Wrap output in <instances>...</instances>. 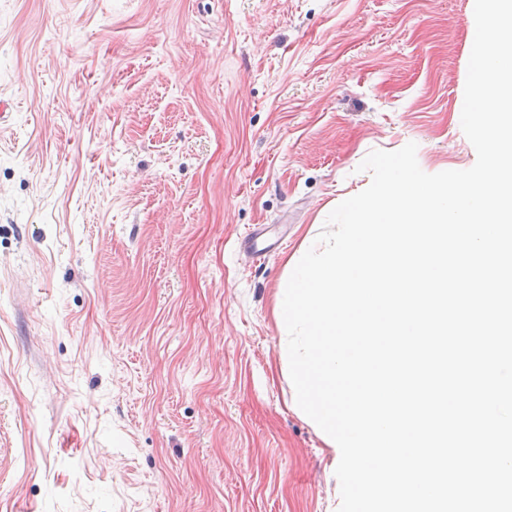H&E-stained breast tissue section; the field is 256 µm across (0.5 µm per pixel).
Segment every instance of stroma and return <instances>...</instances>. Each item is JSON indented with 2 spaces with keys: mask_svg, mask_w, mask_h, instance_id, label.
I'll return each mask as SVG.
<instances>
[{
  "mask_svg": "<svg viewBox=\"0 0 512 512\" xmlns=\"http://www.w3.org/2000/svg\"><path fill=\"white\" fill-rule=\"evenodd\" d=\"M474 0H0V512H338L285 264L461 127Z\"/></svg>",
  "mask_w": 512,
  "mask_h": 512,
  "instance_id": "1",
  "label": "stroma"
}]
</instances>
